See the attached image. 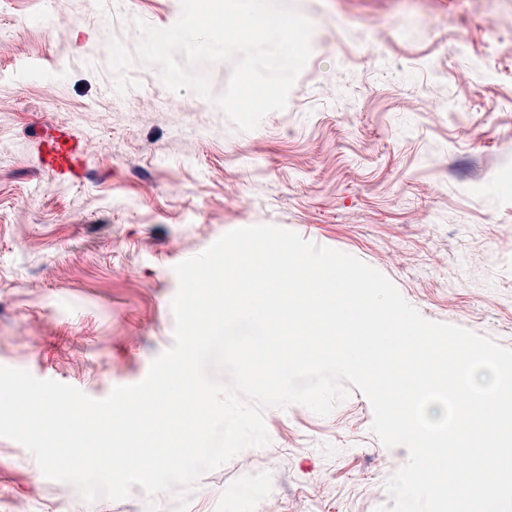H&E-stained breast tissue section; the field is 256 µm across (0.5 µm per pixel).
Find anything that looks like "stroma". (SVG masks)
<instances>
[{
	"label": "stroma",
	"mask_w": 512,
	"mask_h": 512,
	"mask_svg": "<svg viewBox=\"0 0 512 512\" xmlns=\"http://www.w3.org/2000/svg\"><path fill=\"white\" fill-rule=\"evenodd\" d=\"M315 27L285 109L251 131L154 65L115 89L108 43L180 0H0V366L89 397L140 382L173 344L174 268L258 224L351 254L424 318L512 349V0H293ZM84 143L80 180L43 169L54 128ZM266 447L202 475L188 512H377L405 447L372 432L357 388L325 417L263 414ZM145 512L86 502L0 437V512Z\"/></svg>",
	"instance_id": "35a3bbf8"
}]
</instances>
